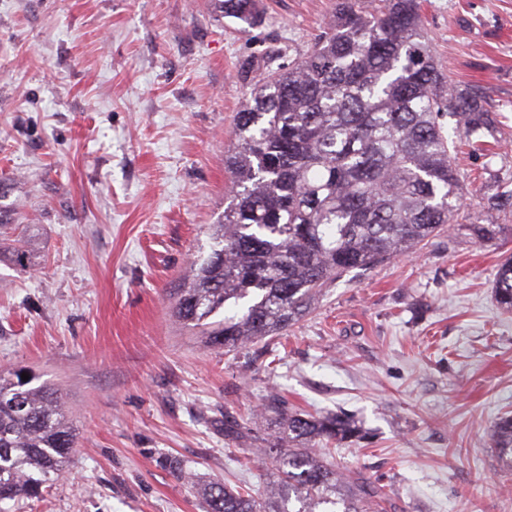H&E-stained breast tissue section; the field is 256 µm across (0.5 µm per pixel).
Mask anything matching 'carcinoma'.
Segmentation results:
<instances>
[{
	"mask_svg": "<svg viewBox=\"0 0 512 512\" xmlns=\"http://www.w3.org/2000/svg\"><path fill=\"white\" fill-rule=\"evenodd\" d=\"M254 0H224V15L254 19ZM336 0L325 31L288 66H267L238 112L224 156L230 200L212 225L210 252L174 289L172 315L201 329L210 348L237 350L279 336L329 284L393 257H410L451 223L463 176L453 155L490 123L476 96L459 92L436 65L418 0ZM14 265L28 250L0 247ZM495 294L512 310V258L497 269ZM246 300L242 314L219 312ZM23 370H0V502L36 498L67 472L78 433L59 389ZM265 411L274 439L270 494L212 482L204 512H387L382 488L347 478L323 456L363 438L337 414L288 411L278 395ZM492 443L512 472V416ZM176 476L197 475L178 458Z\"/></svg>",
	"mask_w": 512,
	"mask_h": 512,
	"instance_id": "obj_1",
	"label": "carcinoma"
}]
</instances>
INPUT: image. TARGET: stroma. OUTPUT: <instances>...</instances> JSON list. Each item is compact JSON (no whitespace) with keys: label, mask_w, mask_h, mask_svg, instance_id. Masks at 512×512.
<instances>
[{"label":"stroma","mask_w":512,"mask_h":512,"mask_svg":"<svg viewBox=\"0 0 512 512\" xmlns=\"http://www.w3.org/2000/svg\"><path fill=\"white\" fill-rule=\"evenodd\" d=\"M0 0V218L33 268L0 260V369L58 386L78 432L69 471L0 512H203L201 480L253 495L269 395L336 413L366 437L329 461L381 486L394 512H512L490 431L512 414V0H422L456 90L486 102L480 150L459 148L466 218L325 288L284 335L205 347L171 315L172 288L224 217L233 119L269 57L300 60L334 0ZM501 225L480 239L474 220ZM495 294L502 308L512 310V258L506 260L497 269Z\"/></svg>","instance_id":"obj_1"}]
</instances>
